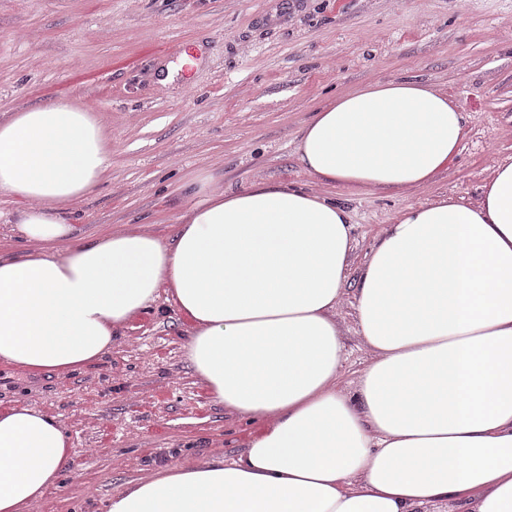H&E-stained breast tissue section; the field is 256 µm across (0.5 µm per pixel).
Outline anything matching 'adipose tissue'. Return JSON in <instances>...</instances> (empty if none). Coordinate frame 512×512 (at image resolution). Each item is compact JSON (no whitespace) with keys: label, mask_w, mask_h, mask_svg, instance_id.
Segmentation results:
<instances>
[{"label":"adipose tissue","mask_w":512,"mask_h":512,"mask_svg":"<svg viewBox=\"0 0 512 512\" xmlns=\"http://www.w3.org/2000/svg\"><path fill=\"white\" fill-rule=\"evenodd\" d=\"M472 119L428 80L339 94L295 154L317 184L402 192L449 170ZM110 153L92 110L59 100L0 124V193L36 250H0V363L86 368L166 292L212 401L259 422L237 457L212 452L128 482L106 512H512V156L476 203L408 206L359 269L356 334L372 359L354 391L336 308L351 216L292 184L202 183L176 232L72 239L71 204ZM55 417L0 408V512H27L73 468Z\"/></svg>","instance_id":"ef3b65f1"}]
</instances>
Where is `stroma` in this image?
I'll return each instance as SVG.
<instances>
[{"label": "stroma", "instance_id": "1", "mask_svg": "<svg viewBox=\"0 0 512 512\" xmlns=\"http://www.w3.org/2000/svg\"><path fill=\"white\" fill-rule=\"evenodd\" d=\"M193 57L176 82L159 73ZM438 83L473 120L451 168L395 194L337 191L361 265L408 205L479 197L512 155V0H0V123L53 100L93 110L111 165L72 206L76 240L112 231L174 234L189 182L238 190L264 180L311 187L294 148L331 98L378 81ZM336 309L343 379L371 355L355 334L354 282ZM189 323L158 299L110 353L67 376L0 364V402L54 416L74 466L34 512H105L152 466L238 456L257 423L210 399L184 357Z\"/></svg>", "mask_w": 512, "mask_h": 512}]
</instances>
